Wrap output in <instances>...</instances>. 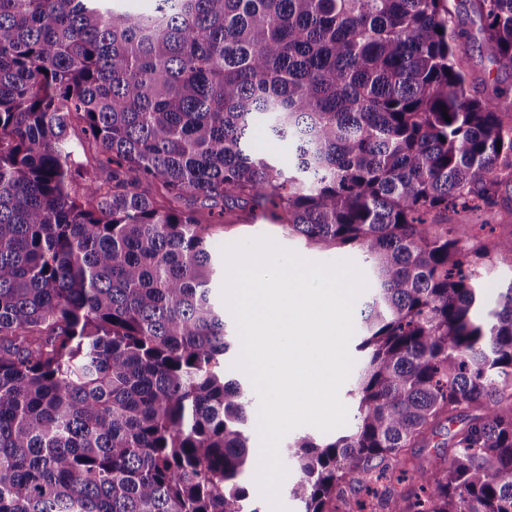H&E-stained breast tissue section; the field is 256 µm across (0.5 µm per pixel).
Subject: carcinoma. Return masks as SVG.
Masks as SVG:
<instances>
[{"label":"carcinoma","instance_id":"cac0c4a2","mask_svg":"<svg viewBox=\"0 0 512 512\" xmlns=\"http://www.w3.org/2000/svg\"><path fill=\"white\" fill-rule=\"evenodd\" d=\"M155 2L0 0V512H260L189 194L368 263L355 423L288 445L300 512H512V283L476 284L512 263L482 234L512 95L471 93L448 0ZM471 4L512 69V0ZM478 279L481 281L482 288H495L494 293L486 291V299L492 304L496 295L502 288H507L512 280V266L509 262L500 263L493 267L483 268L479 271Z\"/></svg>","mask_w":512,"mask_h":512}]
</instances>
